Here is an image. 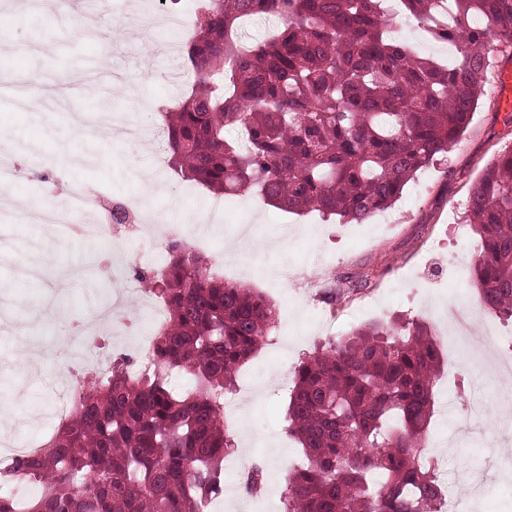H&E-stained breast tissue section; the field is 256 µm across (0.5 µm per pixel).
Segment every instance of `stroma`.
I'll use <instances>...</instances> for the list:
<instances>
[{"label": "stroma", "instance_id": "35a3bbf8", "mask_svg": "<svg viewBox=\"0 0 512 512\" xmlns=\"http://www.w3.org/2000/svg\"><path fill=\"white\" fill-rule=\"evenodd\" d=\"M84 10L66 14L49 8L32 11L24 0H0V79L43 75L69 88L63 110L32 111L14 97L0 95V149L24 148L25 172L12 185L0 186V207L14 212L20 202H60L69 187L86 193L106 190L142 211L168 214L180 209L188 218L180 238L205 231L213 245L212 264L230 282L257 289L284 314L283 328L241 369L233 394L236 408L226 420L236 433L238 457L263 464L268 479L260 492H236L234 499L213 501L209 512H283L281 496L289 471L301 462L294 437L286 432L284 412L300 358L323 343L320 317H332L333 337L398 314L424 320L440 350L435 413L429 428L433 452L443 462L455 491L465 496L462 478L498 459L499 468L484 491L485 506L475 512H512V405L503 390L512 374L501 367L512 356V322L482 314L470 336L472 360L458 363L450 324L465 305L479 306L473 261L480 252L478 235L453 236L464 223L469 190L487 163L512 146V124L498 108L497 91L487 85L468 130L444 160L421 170L396 204L368 224L323 221L310 212H281L255 194L228 195L220 217L211 218V192L176 175L152 134L163 124L161 111L177 106L184 85L164 76L162 54L149 44L122 39L104 41L85 35ZM392 28L416 53L440 61L454 54L451 45L435 41L416 21L394 19ZM102 69L137 77L135 102L114 99L113 121L145 130L143 142L109 138L98 130L74 135L75 117L99 110L93 98L74 83L76 75ZM151 187H144V179ZM49 241L46 273L35 280L18 278L19 262ZM142 244L123 243V266L112 284L78 275L91 260L87 246L69 229L44 235L34 224L0 225V291L14 309L10 323L0 324V432L19 443L52 433L58 422L53 407L59 395L79 384L80 370L71 364L64 341L72 325L90 318L105 299L128 315L140 310L133 272L140 266ZM319 264L314 284L283 287L258 270ZM480 399L485 413L472 432L453 431L444 404L455 396ZM288 456L280 468L272 449Z\"/></svg>", "mask_w": 512, "mask_h": 512}]
</instances>
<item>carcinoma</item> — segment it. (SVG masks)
Here are the masks:
<instances>
[{"instance_id": "1", "label": "carcinoma", "mask_w": 512, "mask_h": 512, "mask_svg": "<svg viewBox=\"0 0 512 512\" xmlns=\"http://www.w3.org/2000/svg\"><path fill=\"white\" fill-rule=\"evenodd\" d=\"M391 0H198L184 60L190 91L164 109L169 162L218 194L255 190L287 213L366 224L423 168L447 156L477 111L495 58L512 48V0H397L453 63L421 57L390 30ZM244 19L282 26L242 46ZM227 125L245 140L228 139ZM467 217L482 241L473 276L482 307L512 320V147L472 185ZM166 263L136 270L166 310L154 365L81 384L49 445L0 470V512H204L236 451L224 396L265 344L273 304L226 282L182 240ZM440 352L420 319L372 322L295 367L287 432L305 457L285 512H442L426 436ZM184 372L194 389L169 386ZM19 480L40 489L11 496ZM254 466L244 488L260 490Z\"/></svg>"}]
</instances>
